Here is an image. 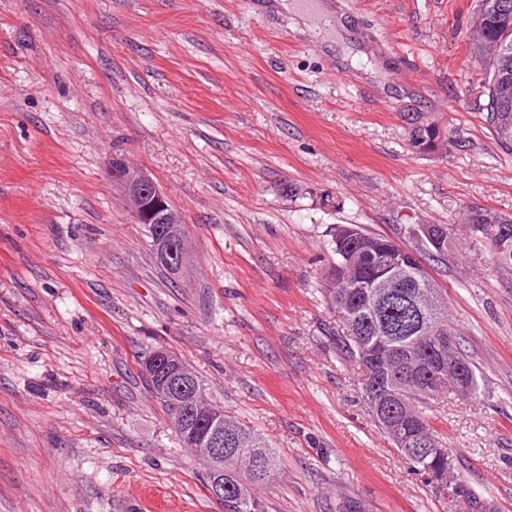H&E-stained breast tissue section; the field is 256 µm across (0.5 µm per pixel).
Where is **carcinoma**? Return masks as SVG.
<instances>
[{
    "label": "carcinoma",
    "instance_id": "cac0c4a2",
    "mask_svg": "<svg viewBox=\"0 0 512 512\" xmlns=\"http://www.w3.org/2000/svg\"><path fill=\"white\" fill-rule=\"evenodd\" d=\"M474 25L481 28L484 38L499 46V53L489 57L484 45L477 40L469 42V52L482 74V88L487 97L484 105L488 129L505 151L512 153V99L503 103L497 98V87L503 78L512 82V0H480ZM464 225L471 238L486 244L495 265L512 269V235L503 240L492 234L500 224L512 226V217L489 209L460 212L456 224ZM350 241L361 250L366 267L376 270V260L382 252H394L403 261L404 288H385L393 296L382 301L371 288H365L358 301L349 300V292L338 285L356 277L357 260L350 257L345 245L332 239L331 262L323 275L322 293L329 310L339 314L346 335L336 338L341 356L362 369L361 389L366 396L372 417L391 438L400 456L410 470L422 478L435 476L446 483H454L457 499L467 512H491V507L479 497L469 483L451 471L448 452H435L444 447L439 435L430 427L425 411L431 408L444 390L455 389L454 378H436L432 375L435 357L455 359L464 366L466 382L471 387L469 397L478 392L475 366L468 355L458 347L440 349L428 336L427 326L447 336L457 337L448 314L446 288L418 262V249H403L392 238L367 230L359 224ZM448 237L442 249L432 243H421L437 260L447 258L454 245L455 224H447ZM377 338L386 339L382 362L370 361L368 349ZM392 389L396 392L395 415L376 411L377 392ZM167 414L178 442H183V418L178 404L164 396H156ZM421 423V436L406 447L395 437L392 429L398 419ZM224 512H268L257 488L275 480L282 460L262 434L243 423L238 417L224 414Z\"/></svg>",
    "mask_w": 512,
    "mask_h": 512
}]
</instances>
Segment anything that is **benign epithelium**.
Instances as JSON below:
<instances>
[{"label":"benign epithelium","instance_id":"benign-epithelium-1","mask_svg":"<svg viewBox=\"0 0 512 512\" xmlns=\"http://www.w3.org/2000/svg\"><path fill=\"white\" fill-rule=\"evenodd\" d=\"M104 172L112 188L129 202L134 223L146 227L160 225L156 232L168 245L165 260L174 274H180L188 260L184 219L179 211L170 207L166 192L147 171L130 165L121 156L107 157ZM148 367L147 374L154 380L155 391L163 393L169 390L173 380L194 400V419L186 425L185 437L192 444L196 458L203 463L205 472L211 475L212 498L224 500V418L198 402L197 385L177 355L163 353Z\"/></svg>","mask_w":512,"mask_h":512}]
</instances>
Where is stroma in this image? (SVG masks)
Returning <instances> with one entry per match:
<instances>
[{
    "instance_id": "1",
    "label": "stroma",
    "mask_w": 512,
    "mask_h": 512,
    "mask_svg": "<svg viewBox=\"0 0 512 512\" xmlns=\"http://www.w3.org/2000/svg\"><path fill=\"white\" fill-rule=\"evenodd\" d=\"M345 42L277 0H0V512H219L140 374L180 354L272 441L269 512H462L374 422L321 293L339 224L431 263L479 391L426 417L457 473L512 512V271L459 211L512 215L468 53L479 0H328ZM448 143L415 148L410 121ZM120 152L183 214L189 261H154L103 177ZM442 225V226H441ZM421 224L419 227V233L417 235L420 239H435L437 236H445L448 235L447 239L444 241L442 246V251L438 250L436 246H434L429 241L421 242V246L423 250L427 251L432 256L436 257L438 261L446 260L449 252L452 250L454 245V235H455V223L453 224ZM448 229V231H447Z\"/></svg>"
}]
</instances>
